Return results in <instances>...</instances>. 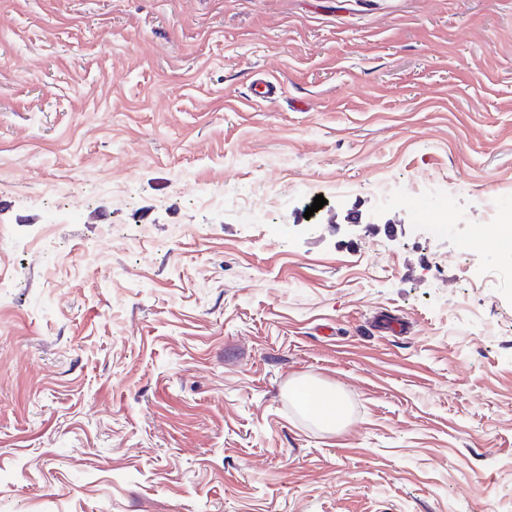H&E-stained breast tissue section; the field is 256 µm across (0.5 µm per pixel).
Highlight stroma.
I'll return each instance as SVG.
<instances>
[{"mask_svg":"<svg viewBox=\"0 0 512 512\" xmlns=\"http://www.w3.org/2000/svg\"><path fill=\"white\" fill-rule=\"evenodd\" d=\"M493 199L512 0H0V512H512ZM323 425L328 429H334L341 425L345 418V408L342 400L336 394L324 395L314 400Z\"/></svg>","mask_w":512,"mask_h":512,"instance_id":"stroma-1","label":"stroma"}]
</instances>
